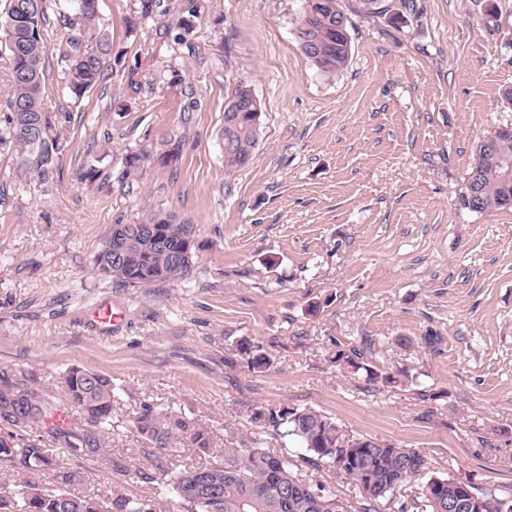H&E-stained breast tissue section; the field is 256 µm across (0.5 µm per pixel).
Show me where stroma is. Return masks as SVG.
Segmentation results:
<instances>
[{
	"label": "stroma",
	"instance_id": "stroma-1",
	"mask_svg": "<svg viewBox=\"0 0 512 512\" xmlns=\"http://www.w3.org/2000/svg\"><path fill=\"white\" fill-rule=\"evenodd\" d=\"M341 3L351 60L333 77L294 34L305 0H156L146 17L141 0H99L111 73L75 105L51 67L44 109L70 142L58 177L18 180L0 153V371L57 400L70 367L109 375L107 450L127 469L61 452L41 482L73 473L74 492L187 512L168 481L222 454L227 430L250 438L254 408L288 405L512 497V210L458 203L478 141L512 125V0H417L413 15L401 0ZM241 84L263 112L250 164L230 173L224 108ZM139 148L151 162L128 169ZM97 156L103 177L82 180ZM151 210L193 225L188 278L96 274L112 225ZM244 337L269 368H247ZM365 340L370 366L416 383L331 363ZM145 403L208 425L210 452L152 448L134 427Z\"/></svg>",
	"mask_w": 512,
	"mask_h": 512
}]
</instances>
